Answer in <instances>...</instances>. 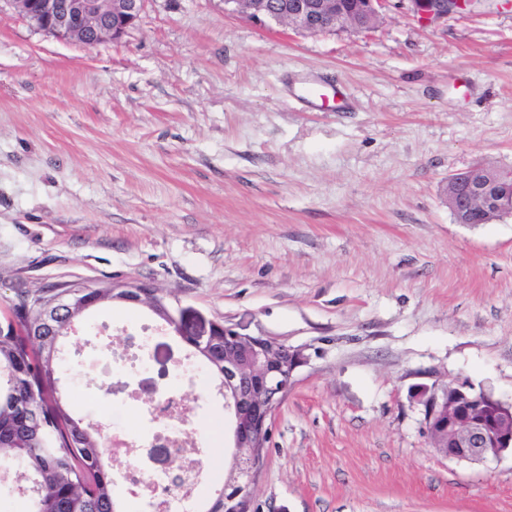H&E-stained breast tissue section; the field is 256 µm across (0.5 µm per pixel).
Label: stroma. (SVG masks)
Instances as JSON below:
<instances>
[{"label":"stroma","mask_w":512,"mask_h":512,"mask_svg":"<svg viewBox=\"0 0 512 512\" xmlns=\"http://www.w3.org/2000/svg\"><path fill=\"white\" fill-rule=\"evenodd\" d=\"M315 74L350 111L292 92ZM512 168V0L426 23L391 9L368 33L303 34L149 0L121 42L87 48L0 6V316L21 290L137 281L186 322L220 320L303 350L256 476L258 512H512V456L450 459L418 387L467 382L512 400V214L455 223L457 171ZM144 309L95 313L63 347V383L94 422L188 400L221 484L224 400L170 369L188 346L143 335ZM148 342L135 375L113 354Z\"/></svg>","instance_id":"stroma-1"}]
</instances>
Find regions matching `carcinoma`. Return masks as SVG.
<instances>
[{"mask_svg": "<svg viewBox=\"0 0 512 512\" xmlns=\"http://www.w3.org/2000/svg\"><path fill=\"white\" fill-rule=\"evenodd\" d=\"M150 314L165 321L171 301L157 288ZM22 291L0 319V461L20 472L27 484L30 512H124L114 492L112 469L105 463L102 439L73 406L72 392L60 389L61 347L71 323L84 321L101 304L119 303L124 292L85 288L68 302L48 335L39 310L29 308ZM224 332L213 337L210 354L198 353L210 375L223 371Z\"/></svg>", "mask_w": 512, "mask_h": 512, "instance_id": "carcinoma-1", "label": "carcinoma"}]
</instances>
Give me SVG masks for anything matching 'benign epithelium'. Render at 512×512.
<instances>
[{
    "instance_id": "7a95c632",
    "label": "benign epithelium",
    "mask_w": 512,
    "mask_h": 512,
    "mask_svg": "<svg viewBox=\"0 0 512 512\" xmlns=\"http://www.w3.org/2000/svg\"><path fill=\"white\" fill-rule=\"evenodd\" d=\"M35 28L61 40L94 47L118 41L136 27L146 0H5ZM393 0H224V11L265 25L274 22L293 31L320 34L350 29L367 32ZM422 21H434L476 0H407ZM448 208L468 224L512 213V169L474 166L448 178ZM183 309L175 308L168 331L193 338L194 348L207 347L217 321L189 331ZM305 363L301 350L264 336H245L224 326V423L237 462L229 486L235 498L253 505L258 443L270 434L273 416ZM426 432L449 459L487 461L512 453V403L486 391L472 392L465 383L440 389L423 386Z\"/></svg>"
}]
</instances>
